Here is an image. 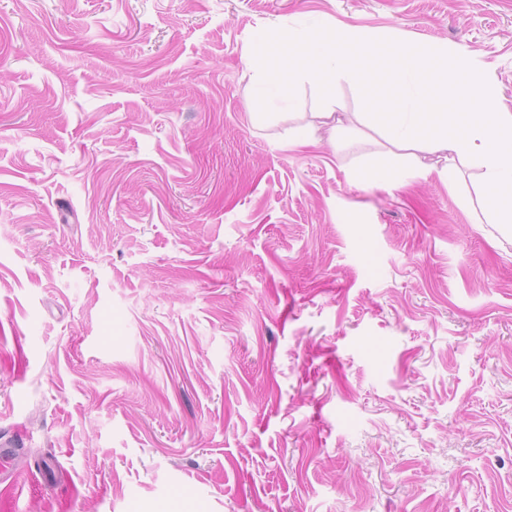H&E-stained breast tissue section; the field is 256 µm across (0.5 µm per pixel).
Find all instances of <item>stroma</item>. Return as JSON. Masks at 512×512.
Listing matches in <instances>:
<instances>
[{
  "label": "stroma",
  "instance_id": "35a3bbf8",
  "mask_svg": "<svg viewBox=\"0 0 512 512\" xmlns=\"http://www.w3.org/2000/svg\"><path fill=\"white\" fill-rule=\"evenodd\" d=\"M469 56L512 0H0V512H512V229L265 32ZM384 167L388 181L366 182Z\"/></svg>",
  "mask_w": 512,
  "mask_h": 512
}]
</instances>
